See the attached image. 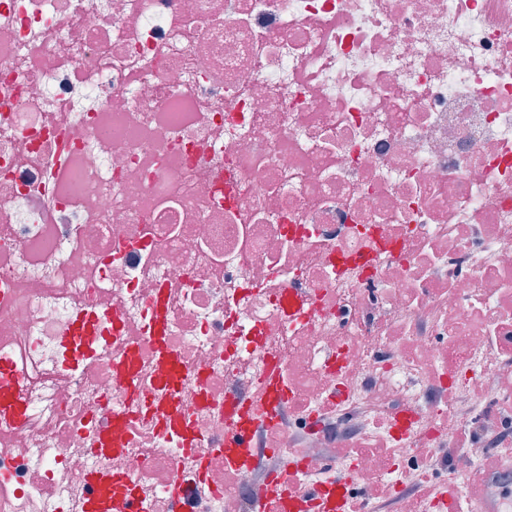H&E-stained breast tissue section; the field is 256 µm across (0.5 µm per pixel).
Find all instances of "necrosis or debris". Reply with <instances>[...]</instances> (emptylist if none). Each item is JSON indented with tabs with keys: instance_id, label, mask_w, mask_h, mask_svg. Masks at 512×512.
<instances>
[{
	"instance_id": "4bbe7bcc",
	"label": "necrosis or debris",
	"mask_w": 512,
	"mask_h": 512,
	"mask_svg": "<svg viewBox=\"0 0 512 512\" xmlns=\"http://www.w3.org/2000/svg\"><path fill=\"white\" fill-rule=\"evenodd\" d=\"M1 359L0 512H74L91 469L141 512L179 482L188 512H288L270 471L349 468L355 512H431L411 481L463 433L496 472L512 0H0ZM14 385L13 370L9 363L0 362V405L1 410L9 409L15 416L21 415L20 406L15 403V400L10 393Z\"/></svg>"
}]
</instances>
